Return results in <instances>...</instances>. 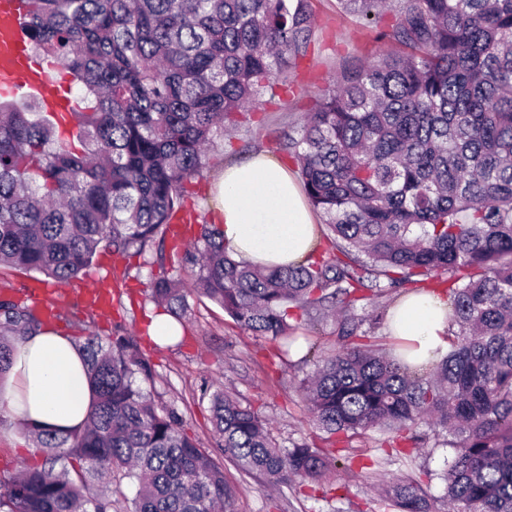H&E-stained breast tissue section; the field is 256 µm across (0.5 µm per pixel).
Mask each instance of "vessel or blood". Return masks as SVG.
<instances>
[{
	"mask_svg": "<svg viewBox=\"0 0 512 512\" xmlns=\"http://www.w3.org/2000/svg\"><path fill=\"white\" fill-rule=\"evenodd\" d=\"M25 12V0H0V88L14 91L26 87L44 100L48 110L67 111L65 84L53 79L52 63L32 57L27 51ZM83 299L95 309L106 311L111 303L110 283H97L86 290Z\"/></svg>",
	"mask_w": 512,
	"mask_h": 512,
	"instance_id": "vessel-or-blood-1",
	"label": "vessel or blood"
}]
</instances>
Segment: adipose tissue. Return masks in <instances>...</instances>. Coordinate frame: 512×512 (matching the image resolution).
I'll use <instances>...</instances> for the list:
<instances>
[{"mask_svg": "<svg viewBox=\"0 0 512 512\" xmlns=\"http://www.w3.org/2000/svg\"><path fill=\"white\" fill-rule=\"evenodd\" d=\"M211 193L214 219L236 258L271 266L302 262L314 250L315 217L296 179L271 153L225 166ZM448 310L447 299L437 293L404 297L389 311L388 332L419 357L448 348ZM91 397L80 353L66 337L43 330L16 343L0 405L22 427H78Z\"/></svg>", "mask_w": 512, "mask_h": 512, "instance_id": "obj_1", "label": "adipose tissue"}]
</instances>
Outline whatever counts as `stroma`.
Instances as JSON below:
<instances>
[{
    "label": "stroma",
    "instance_id": "obj_1",
    "mask_svg": "<svg viewBox=\"0 0 512 512\" xmlns=\"http://www.w3.org/2000/svg\"><path fill=\"white\" fill-rule=\"evenodd\" d=\"M316 13V46L304 61L298 97H282L261 103L246 116V139L216 137L210 167L195 186L199 195L208 193L213 180L227 163L258 151L278 152L279 139L300 121L316 97L326 90L341 69H351L365 60V32L354 19L338 15L336 0H312ZM160 273L158 264L142 259H115L106 255L90 274L64 285L70 299L101 280L122 284L124 307L110 316L97 317V331L109 337L114 325L143 336V350L155 369L153 381L144 388L155 400L183 416L185 432L196 438L213 457H220L218 438L210 423L208 391L224 386L242 400L259 408L269 419L281 447L307 441L320 443L322 434L313 424L301 390V382L317 367L320 355L333 348L336 325L323 318L315 326L310 344L290 349L281 363H274L275 346L261 336L242 329L224 311L208 300L193 301L192 316L180 339L160 346L144 337L154 305L148 297L151 279ZM379 431L353 437L351 446L362 451L364 468L347 471L336 467L322 484L324 497L310 499L292 488L267 490L263 483L240 474L233 463H225L227 479L237 486L236 512H383L374 487L381 481L404 473L430 472L428 492L444 498L442 475L452 450L430 444L408 460L387 456L380 447ZM39 465L42 457L30 438L18 429L6 410L0 409V478L15 473L19 462Z\"/></svg>",
    "mask_w": 512,
    "mask_h": 512
}]
</instances>
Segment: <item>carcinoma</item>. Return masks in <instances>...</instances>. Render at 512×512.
Returning a JSON list of instances; mask_svg holds the SVG:
<instances>
[{
  "label": "carcinoma",
  "mask_w": 512,
  "mask_h": 512,
  "mask_svg": "<svg viewBox=\"0 0 512 512\" xmlns=\"http://www.w3.org/2000/svg\"><path fill=\"white\" fill-rule=\"evenodd\" d=\"M28 51L60 65L80 94L65 114L0 93V267L68 283L97 257L165 259L214 136L288 92L308 55L311 0H27ZM387 49L343 71L284 134L309 204L325 217L320 254L257 267L232 258L222 225L193 216L194 275L162 274L150 300L179 324L205 297L243 329L296 340L297 319L332 317L336 345L303 382L327 435L388 431L411 449L424 423L448 432L452 512H512V0H336ZM448 275V352L408 363L362 329L358 307ZM76 342L94 400L85 424L31 432L41 466L0 480V512H236L222 462L182 417L137 383L153 379L141 337ZM30 305L0 301V379L14 345L41 330ZM224 457L282 487L336 467L306 442L281 447L269 422L222 387L209 396ZM65 461L56 468L59 461ZM137 483L131 500L88 481ZM431 478V474H425ZM423 477V478H425ZM423 478L377 485L387 512H440Z\"/></svg>",
  "instance_id": "1"
}]
</instances>
